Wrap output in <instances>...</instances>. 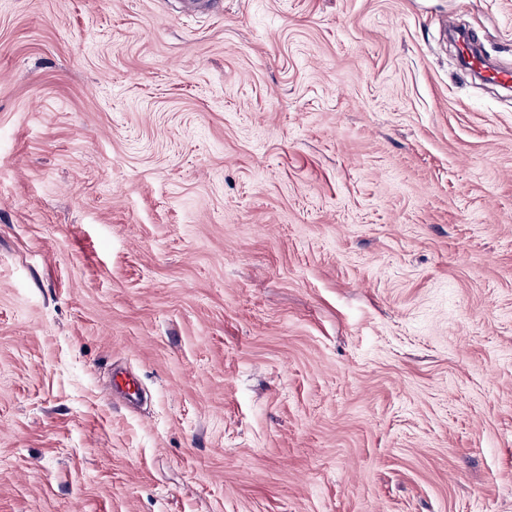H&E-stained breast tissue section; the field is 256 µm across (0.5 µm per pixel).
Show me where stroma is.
<instances>
[{
	"label": "stroma",
	"mask_w": 512,
	"mask_h": 512,
	"mask_svg": "<svg viewBox=\"0 0 512 512\" xmlns=\"http://www.w3.org/2000/svg\"><path fill=\"white\" fill-rule=\"evenodd\" d=\"M451 19L512 67V0H0V512H512Z\"/></svg>",
	"instance_id": "obj_1"
}]
</instances>
